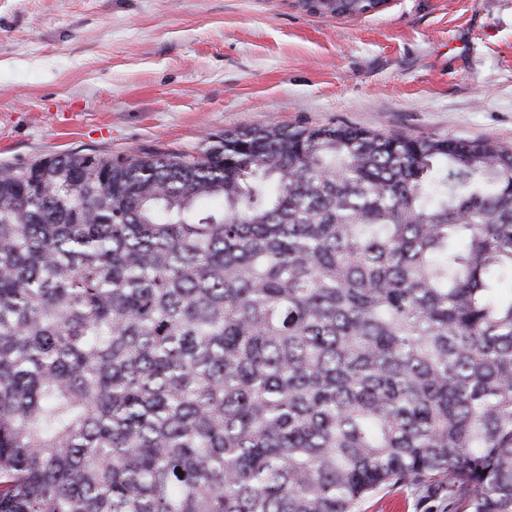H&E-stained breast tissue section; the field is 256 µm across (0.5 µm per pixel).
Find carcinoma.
Listing matches in <instances>:
<instances>
[{
  "instance_id": "carcinoma-1",
  "label": "carcinoma",
  "mask_w": 512,
  "mask_h": 512,
  "mask_svg": "<svg viewBox=\"0 0 512 512\" xmlns=\"http://www.w3.org/2000/svg\"><path fill=\"white\" fill-rule=\"evenodd\" d=\"M507 280L497 140L271 124L0 165V512H356L396 485L512 512Z\"/></svg>"
}]
</instances>
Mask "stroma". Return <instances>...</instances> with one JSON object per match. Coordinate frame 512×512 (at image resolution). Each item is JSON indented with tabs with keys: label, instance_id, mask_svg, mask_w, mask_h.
<instances>
[{
	"label": "stroma",
	"instance_id": "obj_1",
	"mask_svg": "<svg viewBox=\"0 0 512 512\" xmlns=\"http://www.w3.org/2000/svg\"><path fill=\"white\" fill-rule=\"evenodd\" d=\"M345 124L512 143V0H0V164ZM381 489L357 512H427ZM308 11L344 18H359L376 13L377 8L385 4L386 0H327L329 3L323 8L319 3L302 0Z\"/></svg>",
	"mask_w": 512,
	"mask_h": 512
}]
</instances>
